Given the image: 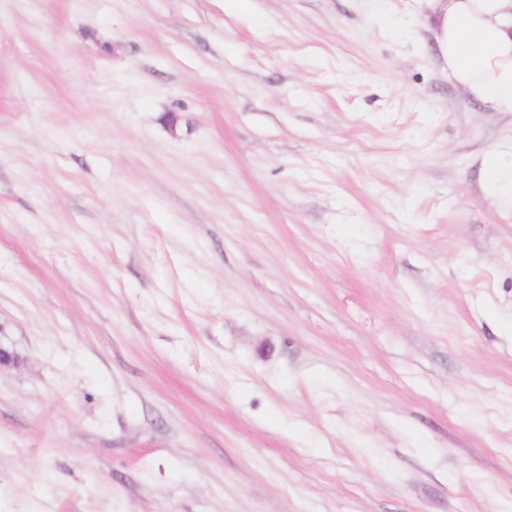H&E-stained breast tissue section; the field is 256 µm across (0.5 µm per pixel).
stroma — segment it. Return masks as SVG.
I'll use <instances>...</instances> for the list:
<instances>
[{"instance_id":"1","label":"stroma","mask_w":512,"mask_h":512,"mask_svg":"<svg viewBox=\"0 0 512 512\" xmlns=\"http://www.w3.org/2000/svg\"><path fill=\"white\" fill-rule=\"evenodd\" d=\"M423 36L0 0V512H512V115Z\"/></svg>"}]
</instances>
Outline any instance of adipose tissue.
<instances>
[{
	"label": "adipose tissue",
	"mask_w": 512,
	"mask_h": 512,
	"mask_svg": "<svg viewBox=\"0 0 512 512\" xmlns=\"http://www.w3.org/2000/svg\"><path fill=\"white\" fill-rule=\"evenodd\" d=\"M449 79L512 114V0H412Z\"/></svg>",
	"instance_id": "ef3b65f1"
}]
</instances>
